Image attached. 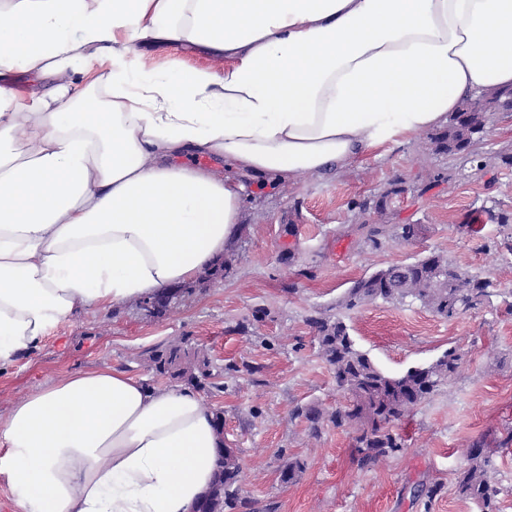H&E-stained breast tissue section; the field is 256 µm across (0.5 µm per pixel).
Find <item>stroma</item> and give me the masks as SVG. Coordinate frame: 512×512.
Returning <instances> with one entry per match:
<instances>
[{"label": "stroma", "mask_w": 512, "mask_h": 512, "mask_svg": "<svg viewBox=\"0 0 512 512\" xmlns=\"http://www.w3.org/2000/svg\"><path fill=\"white\" fill-rule=\"evenodd\" d=\"M479 153L492 165L478 171L434 152L423 132L357 161L335 176L306 174L294 183L249 191L224 274L152 318L136 304L75 316L14 365L0 368V415L12 404L79 369L116 366L147 385L159 380L150 352L185 336L209 358L220 387L205 400L224 415V442L242 465L241 495L254 512H477L455 492L463 450L494 448L500 512H512V253L500 248L512 225L467 224L496 205L512 214V116L494 114ZM406 192L388 195L395 177ZM387 195L382 224H418L406 244L389 236L373 245L359 231V206ZM432 253L490 278V303L451 318L420 304L380 301L344 312L359 346L384 371L398 374L457 348L449 384L398 426L405 448L360 470L351 463L356 431L325 423L312 435L295 418L299 405L327 412L349 403L319 351L307 319L334 310L352 281L373 270ZM306 463L291 484L280 480L289 456ZM443 489L434 499L425 490Z\"/></svg>", "instance_id": "obj_1"}]
</instances>
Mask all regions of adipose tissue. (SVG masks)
Wrapping results in <instances>:
<instances>
[{"label": "adipose tissue", "instance_id": "obj_1", "mask_svg": "<svg viewBox=\"0 0 512 512\" xmlns=\"http://www.w3.org/2000/svg\"><path fill=\"white\" fill-rule=\"evenodd\" d=\"M86 59L109 93L0 84V368L75 315L195 281L250 184L339 173L512 87V0H0L1 70ZM221 446L197 392L89 369L0 419V485L17 512H193Z\"/></svg>", "mask_w": 512, "mask_h": 512}]
</instances>
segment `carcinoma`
I'll use <instances>...</instances> for the list:
<instances>
[{
    "instance_id": "carcinoma-1",
    "label": "carcinoma",
    "mask_w": 512,
    "mask_h": 512,
    "mask_svg": "<svg viewBox=\"0 0 512 512\" xmlns=\"http://www.w3.org/2000/svg\"><path fill=\"white\" fill-rule=\"evenodd\" d=\"M503 93V89L484 90L463 100L458 112L449 115L448 124L432 137L436 151L468 156L475 133L472 127L463 124L460 114L473 109L480 100L492 106ZM494 295L491 281L471 275L433 253L376 270L354 281L336 302V308L350 311L379 300L398 304L418 302L433 313L450 318L490 301ZM309 323L336 384L349 394L350 404L327 418L312 406H298L293 415L306 420L314 434L319 433L326 419L338 427L356 426L352 462L360 469L382 457L400 454L404 440L396 427L456 373L461 360L457 348L447 349L428 364L411 367L401 374H389L356 346L341 316L321 312L310 318ZM149 362L156 376L170 382L207 393L220 388L208 358L182 338H174L153 350ZM490 453L482 442L472 443L465 449V467L456 477L457 495L475 504L478 512L498 510L500 489L492 478ZM304 468L300 458H288L280 470L281 482L296 481ZM241 482L239 456L220 449L218 467L204 497L208 512L251 508L240 496Z\"/></svg>"
}]
</instances>
